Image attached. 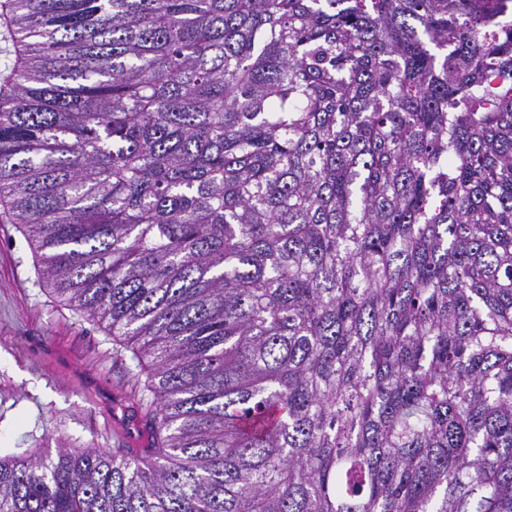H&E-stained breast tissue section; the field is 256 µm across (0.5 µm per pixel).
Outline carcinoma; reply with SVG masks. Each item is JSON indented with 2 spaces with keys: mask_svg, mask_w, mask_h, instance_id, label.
<instances>
[{
  "mask_svg": "<svg viewBox=\"0 0 512 512\" xmlns=\"http://www.w3.org/2000/svg\"><path fill=\"white\" fill-rule=\"evenodd\" d=\"M8 11L0 202L155 410L0 512H512V0Z\"/></svg>",
  "mask_w": 512,
  "mask_h": 512,
  "instance_id": "obj_1",
  "label": "carcinoma"
}]
</instances>
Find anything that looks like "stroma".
I'll return each instance as SVG.
<instances>
[{"label": "stroma", "mask_w": 512, "mask_h": 512, "mask_svg": "<svg viewBox=\"0 0 512 512\" xmlns=\"http://www.w3.org/2000/svg\"><path fill=\"white\" fill-rule=\"evenodd\" d=\"M145 381L104 325L40 284L32 249L0 203V456L143 454L153 420Z\"/></svg>", "instance_id": "stroma-1"}]
</instances>
